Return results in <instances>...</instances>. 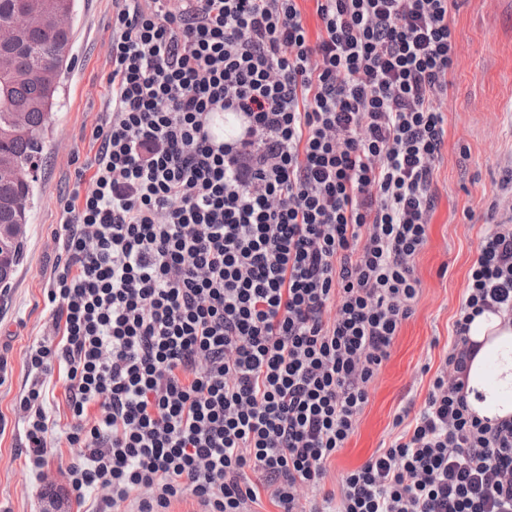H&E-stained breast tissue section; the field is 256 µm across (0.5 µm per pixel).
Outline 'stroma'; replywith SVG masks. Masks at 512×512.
I'll use <instances>...</instances> for the list:
<instances>
[{
	"mask_svg": "<svg viewBox=\"0 0 512 512\" xmlns=\"http://www.w3.org/2000/svg\"><path fill=\"white\" fill-rule=\"evenodd\" d=\"M115 0H77L73 63L65 79L44 150L21 264L0 294V512H83L66 475L72 451L57 430L42 477H35L22 452L23 430L15 402L27 373L24 351L51 331L45 261L56 244L61 204L77 171L94 154L91 130L107 95L106 57L112 39L108 21ZM458 48L454 87L448 97L447 135L434 173L436 204L427 240L414 265L420 292L412 316L399 329L391 355L367 385L358 426L332 457L325 479L335 489L350 471L397 436L393 418L402 408H420L430 377L453 336V323L468 284L478 245L492 209L512 206L501 180L512 168V0H457L452 12Z\"/></svg>",
	"mask_w": 512,
	"mask_h": 512,
	"instance_id": "1",
	"label": "stroma"
}]
</instances>
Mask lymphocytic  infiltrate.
<instances>
[{"instance_id":"lymphocytic-infiltrate-1","label":"lymphocytic infiltrate","mask_w":512,"mask_h":512,"mask_svg":"<svg viewBox=\"0 0 512 512\" xmlns=\"http://www.w3.org/2000/svg\"><path fill=\"white\" fill-rule=\"evenodd\" d=\"M455 0H119L110 94L54 233L49 335L16 401L42 470L65 406L88 512H512V420L468 407L486 311L512 315V222L478 245L416 415L321 503L420 291L453 86ZM261 476L260 484L247 478Z\"/></svg>"}]
</instances>
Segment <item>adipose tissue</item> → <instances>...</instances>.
Returning a JSON list of instances; mask_svg holds the SVG:
<instances>
[{"label":"adipose tissue","mask_w":512,"mask_h":512,"mask_svg":"<svg viewBox=\"0 0 512 512\" xmlns=\"http://www.w3.org/2000/svg\"><path fill=\"white\" fill-rule=\"evenodd\" d=\"M470 340L480 343L468 377V403L481 418L512 416V322L491 312L470 324Z\"/></svg>","instance_id":"adipose-tissue-1"}]
</instances>
